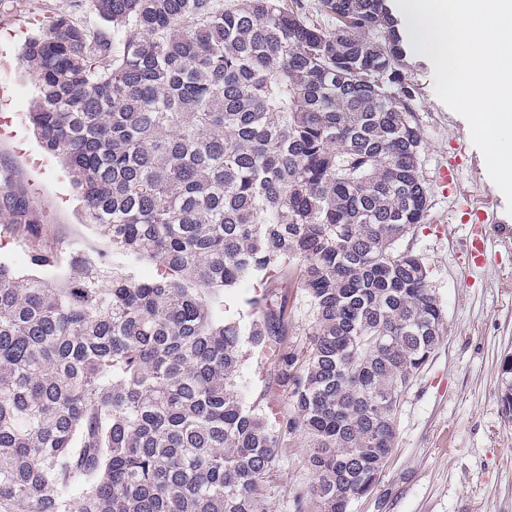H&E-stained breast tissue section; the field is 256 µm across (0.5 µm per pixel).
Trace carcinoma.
Listing matches in <instances>:
<instances>
[{
    "mask_svg": "<svg viewBox=\"0 0 512 512\" xmlns=\"http://www.w3.org/2000/svg\"><path fill=\"white\" fill-rule=\"evenodd\" d=\"M26 44L27 119L62 158L112 261L61 282L0 262V512H269L263 482L302 436L294 512L372 492L444 315L397 242L428 210L407 52L387 0H89ZM0 215L53 263L9 181ZM275 279L315 320L288 323ZM247 285L248 314L224 300ZM252 356L288 391L240 392ZM512 421V355L501 366ZM279 292L288 300V321L287 334L285 336L288 344H303L307 341L306 334L313 324V310L309 298L297 283L288 281L279 285ZM240 382L247 387L248 391L245 394V401L248 404L260 401L261 407L269 406L278 411L287 407L288 398L286 392L275 386L266 388L268 382L267 369L263 364L257 362L255 358H249L244 362Z\"/></svg>",
    "mask_w": 512,
    "mask_h": 512,
    "instance_id": "1",
    "label": "carcinoma"
}]
</instances>
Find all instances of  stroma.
<instances>
[{"label":"stroma","mask_w":512,"mask_h":512,"mask_svg":"<svg viewBox=\"0 0 512 512\" xmlns=\"http://www.w3.org/2000/svg\"><path fill=\"white\" fill-rule=\"evenodd\" d=\"M61 13L97 22L87 0H0V68L7 71L8 89L0 97V116L13 130L0 135V173L8 172L12 187L24 190L41 234L62 261L72 251L105 252L109 246L84 222L61 160L44 151L26 119L37 87L22 65L23 46L38 30L33 17ZM409 76L419 89L420 167L429 209L398 247L422 259L445 324L428 363L402 397L397 442L377 488L354 501L350 512H512V422L503 415L499 392L502 361L512 354V248L502 249L482 271L461 269L457 260L470 233L462 222L466 201L461 194L442 196L435 171L448 157H461L464 191L487 197L501 224L512 227V214L467 120L436 96L431 62H411ZM279 291L288 301V343L306 342L313 323L306 293L293 282ZM241 383L246 402L286 408V392L268 386L267 369L256 359L245 361ZM307 451L300 439L277 461L265 483L270 512H294V493L312 481Z\"/></svg>","instance_id":"stroma-1"}]
</instances>
